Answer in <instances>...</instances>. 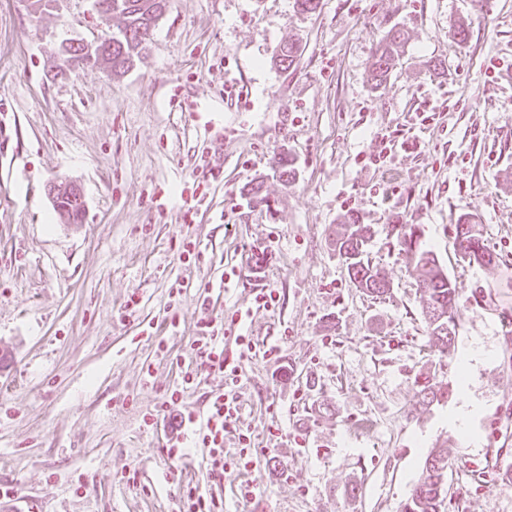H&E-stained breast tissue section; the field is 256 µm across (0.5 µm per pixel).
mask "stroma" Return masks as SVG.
<instances>
[{
  "instance_id": "stroma-1",
  "label": "stroma",
  "mask_w": 512,
  "mask_h": 512,
  "mask_svg": "<svg viewBox=\"0 0 512 512\" xmlns=\"http://www.w3.org/2000/svg\"><path fill=\"white\" fill-rule=\"evenodd\" d=\"M106 28L93 0H0V485L15 490L0 512H179L189 483L224 512H401L438 450L445 512H512V0H169L128 71L66 63L62 40ZM395 130L404 147L366 166ZM54 181L81 185L82 223L59 217ZM348 212L371 228L385 295L356 288L336 250ZM466 215L494 267L458 256ZM395 224L417 225L460 289L453 360L429 341ZM261 288L275 308L257 310ZM203 314L242 367L259 453L246 499L205 449L166 454L177 413L205 417L225 387L205 371L163 404ZM452 361L470 364L466 391L421 404ZM468 409L474 449L454 425ZM403 40L400 32H389L383 39V44L371 66V80L375 86L380 87L387 80L389 72L398 61V48Z\"/></svg>"
}]
</instances>
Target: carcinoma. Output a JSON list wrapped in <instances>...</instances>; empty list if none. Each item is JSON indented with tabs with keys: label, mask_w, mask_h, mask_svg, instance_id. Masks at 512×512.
Wrapping results in <instances>:
<instances>
[{
	"label": "carcinoma",
	"mask_w": 512,
	"mask_h": 512,
	"mask_svg": "<svg viewBox=\"0 0 512 512\" xmlns=\"http://www.w3.org/2000/svg\"><path fill=\"white\" fill-rule=\"evenodd\" d=\"M124 26L118 35L112 37V53L92 64L112 67L119 74L131 66L143 55L145 41L149 36L157 13L167 6L168 0H120ZM403 42L402 34L390 32L376 55L371 69V80L380 87L387 80L389 72L396 65L398 48ZM63 211L77 218L84 215V202L81 196L74 194L60 202ZM396 240L409 257V264L416 274L422 292L424 309L428 322L429 340L443 357L453 358L456 327L458 324L459 287L448 278L432 251L426 249L417 233L415 225L404 224L393 227ZM370 228L360 222L354 214L344 216L340 230L336 234V248L353 256L347 264L351 279L357 286L370 294H383L388 283L381 273L365 261L364 252ZM455 242L480 244V238L472 224H459L456 227ZM452 394L450 386H438L425 382L421 385V402L429 405L447 399ZM448 482V456L443 452L431 454L425 461L422 478L416 485L410 498L403 506V512H442V504Z\"/></svg>",
	"instance_id": "obj_1"
}]
</instances>
